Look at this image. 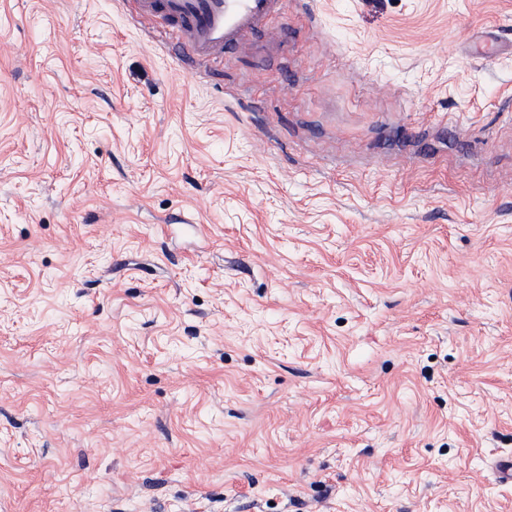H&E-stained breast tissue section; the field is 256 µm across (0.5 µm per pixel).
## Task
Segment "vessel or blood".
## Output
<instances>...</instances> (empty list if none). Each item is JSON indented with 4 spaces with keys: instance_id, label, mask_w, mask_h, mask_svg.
Masks as SVG:
<instances>
[{
    "instance_id": "b4317fda",
    "label": "vessel or blood",
    "mask_w": 512,
    "mask_h": 512,
    "mask_svg": "<svg viewBox=\"0 0 512 512\" xmlns=\"http://www.w3.org/2000/svg\"><path fill=\"white\" fill-rule=\"evenodd\" d=\"M143 17L175 25L193 54L216 59L236 52L243 34L277 14L282 0H137Z\"/></svg>"
}]
</instances>
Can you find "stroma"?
Masks as SVG:
<instances>
[{
	"label": "stroma",
	"instance_id": "1",
	"mask_svg": "<svg viewBox=\"0 0 512 512\" xmlns=\"http://www.w3.org/2000/svg\"><path fill=\"white\" fill-rule=\"evenodd\" d=\"M246 43L0 0V512H512V0Z\"/></svg>",
	"mask_w": 512,
	"mask_h": 512
}]
</instances>
